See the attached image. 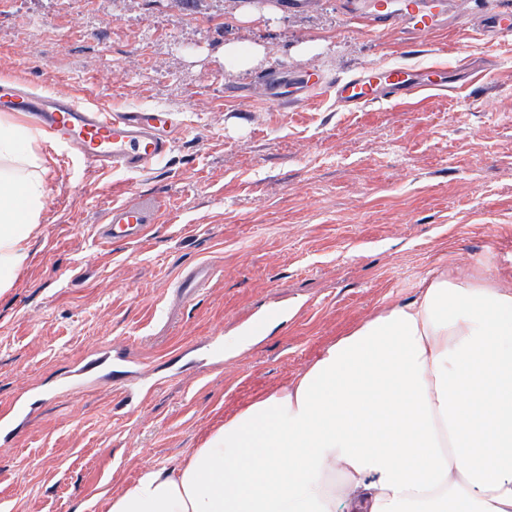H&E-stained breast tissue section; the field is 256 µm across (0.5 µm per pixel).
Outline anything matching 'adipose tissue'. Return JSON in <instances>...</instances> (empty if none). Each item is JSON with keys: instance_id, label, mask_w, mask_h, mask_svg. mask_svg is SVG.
Masks as SVG:
<instances>
[{"instance_id": "adipose-tissue-1", "label": "adipose tissue", "mask_w": 512, "mask_h": 512, "mask_svg": "<svg viewBox=\"0 0 512 512\" xmlns=\"http://www.w3.org/2000/svg\"><path fill=\"white\" fill-rule=\"evenodd\" d=\"M35 141L0 114L4 290L38 234ZM103 512H512V290L436 271Z\"/></svg>"}]
</instances>
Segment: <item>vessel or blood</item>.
Listing matches in <instances>:
<instances>
[{"instance_id":"vessel-or-blood-1","label":"vessel or blood","mask_w":512,"mask_h":512,"mask_svg":"<svg viewBox=\"0 0 512 512\" xmlns=\"http://www.w3.org/2000/svg\"><path fill=\"white\" fill-rule=\"evenodd\" d=\"M452 0H391L390 7L364 9L358 0H347L342 12L376 30L402 29L424 38L445 25L456 23ZM445 76L417 74L406 67L360 69L337 79L325 92L337 105L358 110L378 100H397L419 92L446 87ZM0 112L34 122L58 145L77 147L83 158L102 169L144 171L162 161L172 150L175 125L161 110L111 112L78 102L60 93H38L24 84L0 81ZM149 205H110L101 229L103 240H138L149 224ZM48 395L18 398L0 415V437L11 440L19 426Z\"/></svg>"}]
</instances>
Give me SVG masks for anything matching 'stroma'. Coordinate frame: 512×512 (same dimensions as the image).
Here are the masks:
<instances>
[{"mask_svg":"<svg viewBox=\"0 0 512 512\" xmlns=\"http://www.w3.org/2000/svg\"><path fill=\"white\" fill-rule=\"evenodd\" d=\"M282 2L250 25L232 18L241 0H0V79L180 127L139 173L41 146L39 233L0 293V412L96 353L139 389L106 378L37 409L0 444V512H102L436 269L512 285V33L480 29L512 0H458L468 26L417 48L353 26L338 0ZM228 42L265 55L227 69ZM389 65L459 80L355 112L316 88L279 109L259 82ZM153 199L165 208L146 237L99 238L111 203ZM192 271L208 286L190 297Z\"/></svg>","mask_w":512,"mask_h":512,"instance_id":"1","label":"stroma"}]
</instances>
